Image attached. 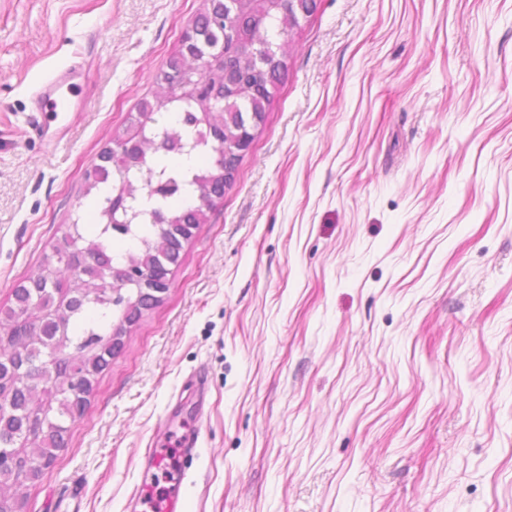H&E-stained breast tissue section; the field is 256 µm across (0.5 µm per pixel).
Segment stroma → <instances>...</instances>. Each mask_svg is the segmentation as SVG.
I'll list each match as a JSON object with an SVG mask.
<instances>
[{
    "mask_svg": "<svg viewBox=\"0 0 512 512\" xmlns=\"http://www.w3.org/2000/svg\"><path fill=\"white\" fill-rule=\"evenodd\" d=\"M200 3L0 0V305L92 212L86 171ZM291 38L28 512H151L189 429L181 512H512V0H319ZM78 84L74 82V75L69 70H64L52 80L45 83L38 91L39 110L43 112V128L46 133L49 131L51 123L56 122L63 110V95L76 96ZM148 288L154 290L158 297L163 299L170 288V280L158 284L157 288H151L150 286ZM150 289L144 288L137 296H134V298H137L138 303L137 313L126 317V321L129 323L139 322L146 311L155 308L159 304L156 302L154 293Z\"/></svg>",
    "mask_w": 512,
    "mask_h": 512,
    "instance_id": "35a3bbf8",
    "label": "stroma"
}]
</instances>
